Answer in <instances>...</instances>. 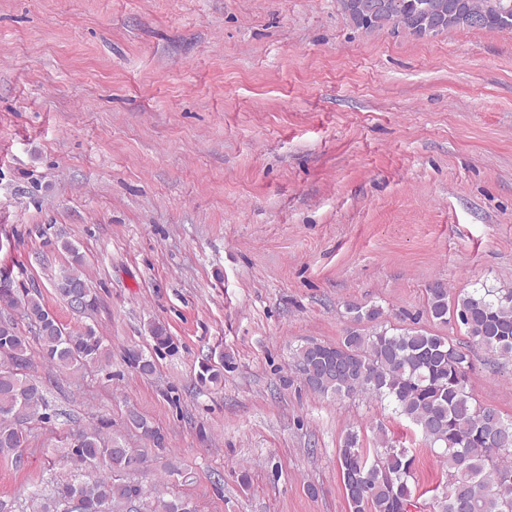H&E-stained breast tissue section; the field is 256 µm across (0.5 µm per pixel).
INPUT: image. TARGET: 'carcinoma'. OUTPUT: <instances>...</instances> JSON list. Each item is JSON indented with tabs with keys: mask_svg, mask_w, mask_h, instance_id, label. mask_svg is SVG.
<instances>
[{
	"mask_svg": "<svg viewBox=\"0 0 512 512\" xmlns=\"http://www.w3.org/2000/svg\"><path fill=\"white\" fill-rule=\"evenodd\" d=\"M352 26L373 32L396 22L415 38L473 29L466 18L481 13L482 28L512 31V12L492 7V0H338ZM63 248L74 265L52 278L57 295L78 315L94 310L95 298L80 270L82 258L71 244ZM0 302L21 307L34 327L44 360L58 371L76 374L90 364L106 365L111 352L91 326L66 329L41 301V293L20 297L11 276L0 271ZM428 317L464 327L472 343L512 361V288H475L448 297L436 281L426 288ZM348 324L334 343L309 341L295 358L305 386L330 397L368 396L387 400L394 412L421 432L447 468V481L432 502V512H512V417L477 402L469 388V355L446 336L418 327L387 328L377 305L351 303ZM27 337L10 317H0V346L14 365L0 364V456L22 463L26 447L23 424L49 419V401L38 384L22 373L27 366ZM129 364L142 374L155 366L138 350L127 352ZM127 425L138 430L147 447L129 448L119 436L106 437L98 427L70 436L68 455L77 471L69 482L37 485L30 495L38 512H69L79 499L82 512H198L179 495L150 492L127 477L130 461L143 468L152 449L166 437L138 411ZM415 458L382 434L373 454L349 431L338 448V467L349 512H413L416 508Z\"/></svg>",
	"mask_w": 512,
	"mask_h": 512,
	"instance_id": "cac0c4a2",
	"label": "carcinoma"
}]
</instances>
